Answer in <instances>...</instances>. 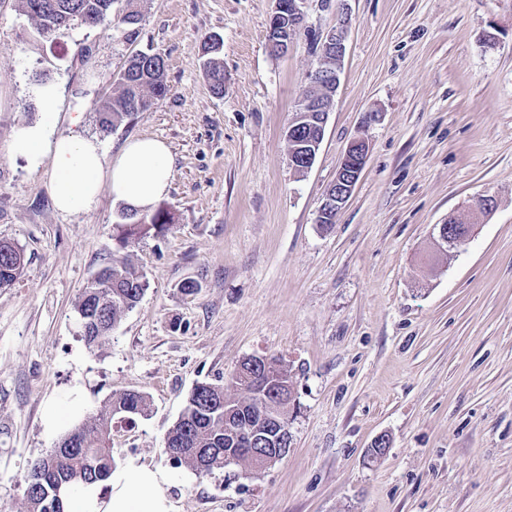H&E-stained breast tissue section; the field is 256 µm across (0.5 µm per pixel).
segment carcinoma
<instances>
[{"label":"carcinoma","mask_w":512,"mask_h":512,"mask_svg":"<svg viewBox=\"0 0 512 512\" xmlns=\"http://www.w3.org/2000/svg\"><path fill=\"white\" fill-rule=\"evenodd\" d=\"M25 12L39 25L42 33H63L73 21L105 19L112 12L114 0H21ZM219 38L209 37L203 44L205 76L213 92L224 93V66L219 54ZM117 90L96 103L102 129L109 130L134 112L151 109L170 92L166 67L158 55L136 54L130 57L115 79ZM127 223L118 225L123 238L140 236L153 230L160 234L171 223L168 213L159 210L149 219H136L125 212ZM24 254L14 244L0 241V286L12 284L24 267ZM144 291L143 277L126 262L114 263L101 270L85 288L77 305L81 336L90 347H101L112 335L122 315L134 308ZM250 370L249 362L240 364L238 380L232 387L243 393L230 398L224 386L201 382L191 392L188 403L175 424L168 430L166 442L177 454L173 464L187 465L210 473L224 467V449L239 448L240 431L261 432L260 412L269 409L288 422V405L272 406L252 396L241 379ZM149 410L146 396L135 391L114 394L108 409L68 433L57 448L35 459L25 477L27 512H65L62 490L81 484L106 481L113 469L112 417L124 414L129 420Z\"/></svg>","instance_id":"carcinoma-1"}]
</instances>
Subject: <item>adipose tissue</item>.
Here are the masks:
<instances>
[{
	"label": "adipose tissue",
	"instance_id": "1",
	"mask_svg": "<svg viewBox=\"0 0 512 512\" xmlns=\"http://www.w3.org/2000/svg\"><path fill=\"white\" fill-rule=\"evenodd\" d=\"M44 118L21 128L14 148L31 167H39L51 155L54 178L51 196L64 213L86 211L96 203L102 186H109L115 200L129 209L151 208L166 192L172 175L169 147L152 137L127 141L114 158H106L99 144L73 132H54L58 90L48 83L40 87ZM108 491L99 484H83L66 497V512H171L170 478L161 469L136 461L115 468Z\"/></svg>",
	"mask_w": 512,
	"mask_h": 512
}]
</instances>
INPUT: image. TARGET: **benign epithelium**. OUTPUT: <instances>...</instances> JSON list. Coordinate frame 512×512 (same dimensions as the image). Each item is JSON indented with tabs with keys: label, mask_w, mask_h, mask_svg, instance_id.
<instances>
[{
	"label": "benign epithelium",
	"mask_w": 512,
	"mask_h": 512,
	"mask_svg": "<svg viewBox=\"0 0 512 512\" xmlns=\"http://www.w3.org/2000/svg\"><path fill=\"white\" fill-rule=\"evenodd\" d=\"M274 2V10L269 20L268 47L278 51V54L284 55L288 52V48L284 47V43L277 38L280 18L284 15L288 16V27L290 28L300 25L303 21L302 4L305 0H274ZM349 25L348 13L340 9L336 25L320 34L321 50L327 53V57L310 76L309 86L300 96L294 118L288 125V134L294 137L297 136L300 129L310 124L319 128V135L316 138H307L305 142L296 147L295 152L289 155L292 166L300 169L303 173L311 169L323 141L325 126L339 86V74ZM367 156L368 146L364 137L353 138L349 142L335 178L328 188L320 208V216L323 217L334 211L338 213L343 209L360 178ZM495 207L496 199L493 196H481L472 203V218L486 216ZM455 223L457 220L452 219L435 226L432 242L436 249L441 251L456 244L455 231L451 230V225ZM257 364L258 369L249 374L247 382L251 383L256 388L257 394L263 397L268 388L266 379L275 372L277 364L273 359L267 357L257 360ZM256 444L257 437L252 435L248 438V449H224V463L237 461L239 453L244 451L252 459L254 469L262 470L288 453L286 448H258Z\"/></svg>",
	"instance_id": "7a95c632"
}]
</instances>
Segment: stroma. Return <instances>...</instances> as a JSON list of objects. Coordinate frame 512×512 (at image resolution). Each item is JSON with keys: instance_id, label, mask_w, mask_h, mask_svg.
I'll return each mask as SVG.
<instances>
[{"instance_id": "obj_1", "label": "stroma", "mask_w": 512, "mask_h": 512, "mask_svg": "<svg viewBox=\"0 0 512 512\" xmlns=\"http://www.w3.org/2000/svg\"><path fill=\"white\" fill-rule=\"evenodd\" d=\"M340 84L312 168L297 173L285 130L317 65L314 35L335 7L307 0L286 54L267 46L273 0H138L133 35L113 18L44 35L0 0V240L23 250L0 288V512H25V476L55 448L45 405L73 386L84 422L137 391L148 416L112 428L116 465L171 477L175 512H512V0H346ZM223 41L224 93L201 65ZM166 63L170 92L102 131L93 104L137 53ZM58 84L56 134L79 129L115 157L164 141L172 180L160 235L120 240L102 188L87 211L55 209L51 161L13 149ZM368 144L333 225L321 204L348 143ZM494 212L466 245L436 250L434 225ZM132 263L146 283L105 345L82 339L76 305L97 273ZM199 285L191 295L181 285ZM274 357L293 382L291 445L263 470L173 466L169 428L201 382ZM388 435L381 459L372 441Z\"/></svg>"}]
</instances>
